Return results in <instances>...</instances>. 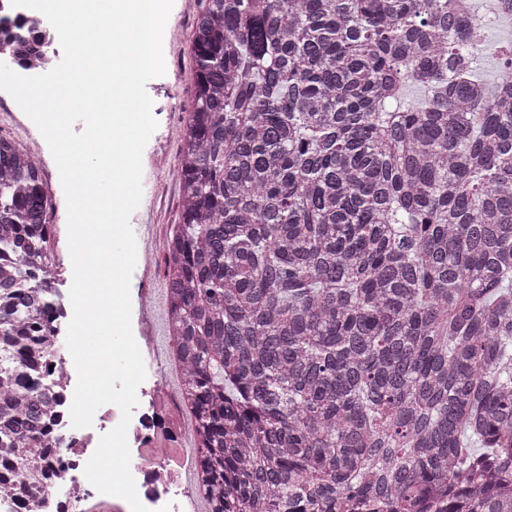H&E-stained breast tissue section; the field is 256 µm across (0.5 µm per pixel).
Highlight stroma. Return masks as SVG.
I'll return each instance as SVG.
<instances>
[{
    "label": "stroma",
    "instance_id": "stroma-1",
    "mask_svg": "<svg viewBox=\"0 0 512 512\" xmlns=\"http://www.w3.org/2000/svg\"><path fill=\"white\" fill-rule=\"evenodd\" d=\"M199 0H174L163 35L164 75L150 79L146 91L153 101L157 127L142 155L145 192L132 224L153 227L151 265L136 263L130 280L131 326L133 333L146 329L140 317L143 301H151L156 319L153 329L161 345H168L165 243L180 222L181 187L177 178L184 126L194 105V58L192 40ZM45 189L55 210L52 215V247L57 261H67V205L57 166L43 171Z\"/></svg>",
    "mask_w": 512,
    "mask_h": 512
}]
</instances>
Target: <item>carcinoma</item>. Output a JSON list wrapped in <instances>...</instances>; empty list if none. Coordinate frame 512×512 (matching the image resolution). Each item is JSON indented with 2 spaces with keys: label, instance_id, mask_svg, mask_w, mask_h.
<instances>
[{
  "label": "carcinoma",
  "instance_id": "obj_1",
  "mask_svg": "<svg viewBox=\"0 0 512 512\" xmlns=\"http://www.w3.org/2000/svg\"><path fill=\"white\" fill-rule=\"evenodd\" d=\"M467 7L203 0L165 248L209 512H512V44L486 79ZM50 213L0 136V250ZM53 313L0 266V494Z\"/></svg>",
  "mask_w": 512,
  "mask_h": 512
}]
</instances>
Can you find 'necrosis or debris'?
Returning <instances> with one entry per match:
<instances>
[{"instance_id":"1","label":"necrosis or debris","mask_w":512,"mask_h":512,"mask_svg":"<svg viewBox=\"0 0 512 512\" xmlns=\"http://www.w3.org/2000/svg\"><path fill=\"white\" fill-rule=\"evenodd\" d=\"M44 348L51 367L47 384L57 397L56 420L61 444L53 456L52 474L41 486L19 480L15 491L0 496V506L16 512L26 504L30 512L43 507L55 512H131L123 498L99 493L88 480H73V472L84 471L91 458L92 434L89 428L71 425L70 405L76 369L71 356L61 354L56 339H46ZM154 411L142 423H130L129 434L137 441L131 449V473L137 494L148 512H182L195 498L192 486L183 483L181 474L188 462L194 461L191 449L176 447L184 435L180 416L174 408L175 397L168 390L164 377H157L153 387Z\"/></svg>"}]
</instances>
